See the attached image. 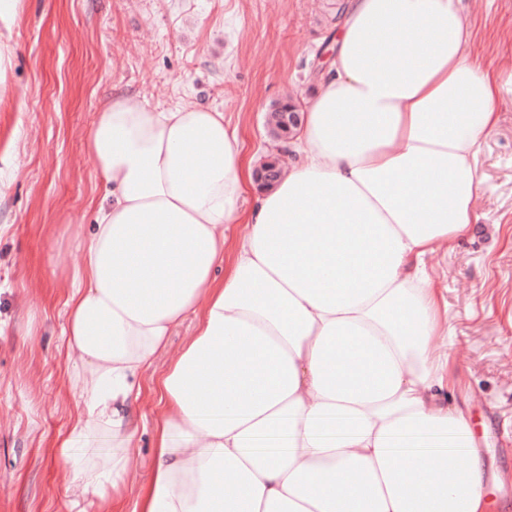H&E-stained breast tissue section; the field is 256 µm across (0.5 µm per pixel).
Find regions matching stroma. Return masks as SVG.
Returning a JSON list of instances; mask_svg holds the SVG:
<instances>
[{
	"instance_id": "obj_1",
	"label": "stroma",
	"mask_w": 512,
	"mask_h": 512,
	"mask_svg": "<svg viewBox=\"0 0 512 512\" xmlns=\"http://www.w3.org/2000/svg\"><path fill=\"white\" fill-rule=\"evenodd\" d=\"M337 0H24L0 23L13 51L0 103V512H98L61 480L60 444L79 412L78 367L61 342L96 178L85 134L113 88L161 109L223 112L249 150L271 147L265 117L313 96L334 49ZM470 50L512 71V0H463ZM471 233L429 261L454 343L436 339L457 381L493 512H512V99L478 160ZM197 324L188 315L140 373L147 427L112 512H134L153 466L156 382Z\"/></svg>"
}]
</instances>
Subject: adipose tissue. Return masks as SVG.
<instances>
[{
  "label": "adipose tissue",
  "mask_w": 512,
  "mask_h": 512,
  "mask_svg": "<svg viewBox=\"0 0 512 512\" xmlns=\"http://www.w3.org/2000/svg\"><path fill=\"white\" fill-rule=\"evenodd\" d=\"M470 38L461 0H350L269 191L223 113L113 92L86 133L99 186L63 330L84 410L60 445L111 452L75 487L124 482L135 377L195 311L157 383L136 512H488L478 454L393 448L468 438L426 259L476 223L478 156L512 93Z\"/></svg>",
  "instance_id": "1"
}]
</instances>
